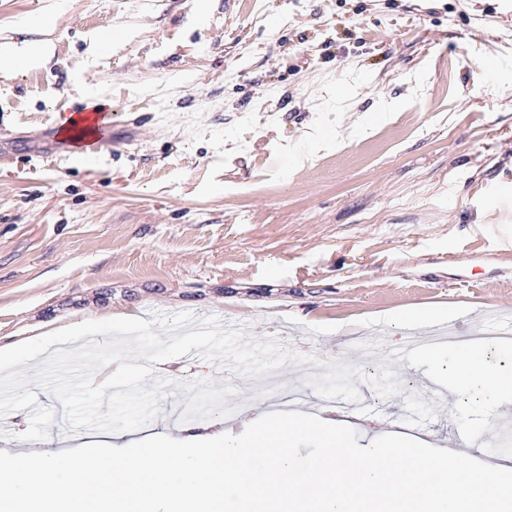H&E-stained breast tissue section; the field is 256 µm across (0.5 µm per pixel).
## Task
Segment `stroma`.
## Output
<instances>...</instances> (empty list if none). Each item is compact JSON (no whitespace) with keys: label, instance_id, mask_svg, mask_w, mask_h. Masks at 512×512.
Returning <instances> with one entry per match:
<instances>
[{"label":"stroma","instance_id":"stroma-1","mask_svg":"<svg viewBox=\"0 0 512 512\" xmlns=\"http://www.w3.org/2000/svg\"><path fill=\"white\" fill-rule=\"evenodd\" d=\"M49 60L0 79V347L86 320L217 315L284 332L312 361L252 380L227 406L364 402L435 447L483 395L426 384L422 350L396 338L512 318V0H0V45L22 30ZM105 49L88 58V38ZM99 93L112 144L59 158L39 132ZM180 382L232 377L196 354ZM39 452L74 448L61 404ZM158 416L124 446L178 437Z\"/></svg>","mask_w":512,"mask_h":512}]
</instances>
